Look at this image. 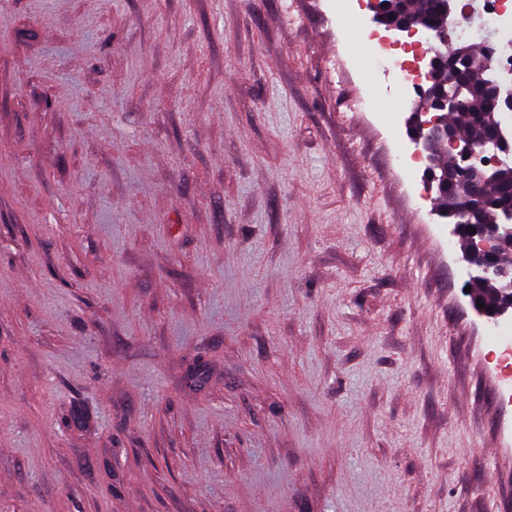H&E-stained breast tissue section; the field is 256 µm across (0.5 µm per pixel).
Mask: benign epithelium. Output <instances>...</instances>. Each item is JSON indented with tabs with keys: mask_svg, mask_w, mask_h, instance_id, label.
Segmentation results:
<instances>
[{
	"mask_svg": "<svg viewBox=\"0 0 512 512\" xmlns=\"http://www.w3.org/2000/svg\"><path fill=\"white\" fill-rule=\"evenodd\" d=\"M398 0H371L373 21L389 30L410 34L423 30L443 48L448 45L450 26L458 15V0H439L440 22L427 24L409 14L392 18ZM473 47L460 45L449 59L434 52L421 91L420 110L408 119L416 154L428 163V189L435 190L433 214L453 225V235L466 238L461 261L467 282L491 283L494 302L474 288L468 292L475 315L487 323L512 316V265L505 254L512 251V239L502 234V225L512 224V207L499 210L489 223L482 208L484 190L501 172L512 169V129L498 124L496 132L484 136L478 130L462 136L448 123V114L458 110L469 91ZM481 88L500 113L512 112V67L486 68L479 77ZM483 307H477V303Z\"/></svg>",
	"mask_w": 512,
	"mask_h": 512,
	"instance_id": "1",
	"label": "benign epithelium"
}]
</instances>
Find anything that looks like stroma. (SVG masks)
Wrapping results in <instances>:
<instances>
[{
	"mask_svg": "<svg viewBox=\"0 0 512 512\" xmlns=\"http://www.w3.org/2000/svg\"><path fill=\"white\" fill-rule=\"evenodd\" d=\"M394 97L328 0H0V512H512Z\"/></svg>",
	"mask_w": 512,
	"mask_h": 512,
	"instance_id": "35a3bbf8",
	"label": "stroma"
}]
</instances>
